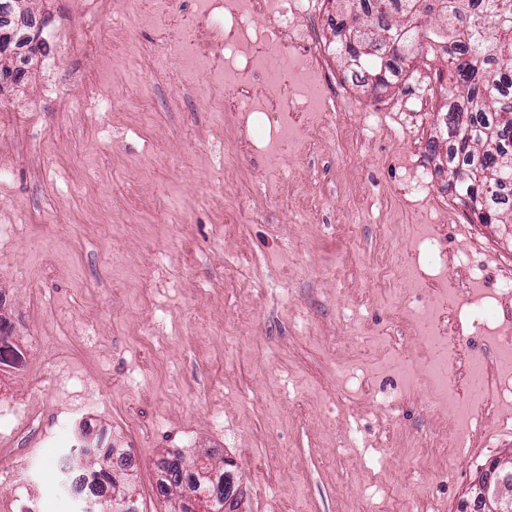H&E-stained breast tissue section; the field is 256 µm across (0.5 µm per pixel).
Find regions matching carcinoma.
<instances>
[{"label":"carcinoma","mask_w":512,"mask_h":512,"mask_svg":"<svg viewBox=\"0 0 512 512\" xmlns=\"http://www.w3.org/2000/svg\"><path fill=\"white\" fill-rule=\"evenodd\" d=\"M336 8L339 27L346 19L362 28L361 37L373 47L359 51L336 40V57L355 84L365 86L367 75L384 74L392 81L391 60L386 58L389 36L401 34V53L394 59L411 58L443 49L448 56L446 82L453 85L455 99L444 113L448 121L449 186L457 200L483 194L486 210L474 213L479 224L512 222V207L503 205L498 190L512 187V0H328ZM159 482L162 495L180 488L189 495L203 486L218 492L212 512H224L228 477L212 480L200 469L183 471L175 460L164 468ZM106 512H140L130 486L117 477L104 480L95 474Z\"/></svg>","instance_id":"obj_1"}]
</instances>
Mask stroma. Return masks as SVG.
Segmentation results:
<instances>
[{"label":"stroma","instance_id":"35a3bbf8","mask_svg":"<svg viewBox=\"0 0 512 512\" xmlns=\"http://www.w3.org/2000/svg\"><path fill=\"white\" fill-rule=\"evenodd\" d=\"M212 2L172 0L160 21L105 0L109 39L79 47L71 0H32L47 51L0 85V411L44 425L0 436V469L23 467L0 512L25 494L33 512H78L50 462L89 421L130 452L141 512H169L158 480L175 458L229 469L245 512H457L512 453V392L469 432L453 399L468 355L512 378V247L471 223L427 149L443 63L406 64L369 98L313 0L336 108L285 151L278 112L245 119L236 85L159 55L162 28ZM268 25L241 15L205 39L244 82L243 47ZM425 83L436 111H393ZM407 126L414 141L395 135ZM398 250L418 275L384 276ZM429 326L466 350L445 396Z\"/></svg>","mask_w":512,"mask_h":512}]
</instances>
